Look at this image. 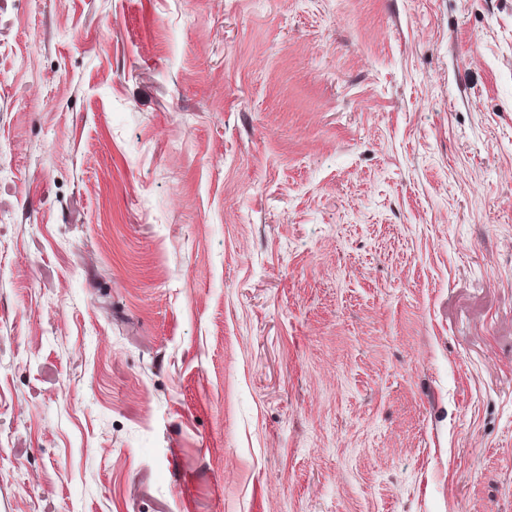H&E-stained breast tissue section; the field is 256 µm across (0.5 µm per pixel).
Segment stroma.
<instances>
[{"mask_svg":"<svg viewBox=\"0 0 512 512\" xmlns=\"http://www.w3.org/2000/svg\"><path fill=\"white\" fill-rule=\"evenodd\" d=\"M0 512H512V0H0Z\"/></svg>","mask_w":512,"mask_h":512,"instance_id":"stroma-1","label":"stroma"}]
</instances>
